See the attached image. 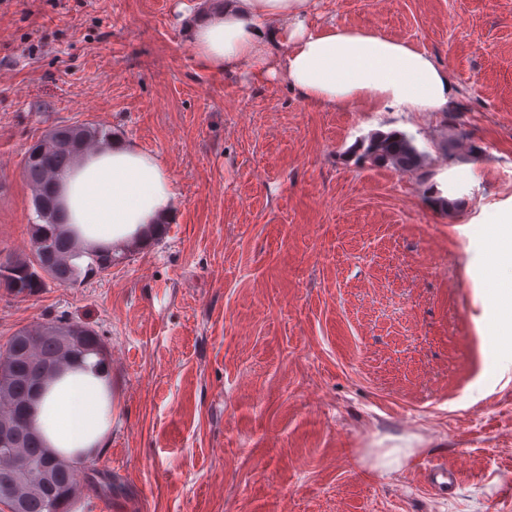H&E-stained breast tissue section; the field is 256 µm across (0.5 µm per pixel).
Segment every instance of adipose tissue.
Returning a JSON list of instances; mask_svg holds the SVG:
<instances>
[{
    "instance_id": "adipose-tissue-1",
    "label": "adipose tissue",
    "mask_w": 512,
    "mask_h": 512,
    "mask_svg": "<svg viewBox=\"0 0 512 512\" xmlns=\"http://www.w3.org/2000/svg\"><path fill=\"white\" fill-rule=\"evenodd\" d=\"M313 0H221L191 13L190 48L207 70L255 79L283 77L301 100L323 109L370 107L446 112L456 98L447 70L424 49L382 33L308 21ZM64 223L85 251L150 244L173 223L176 193L161 159L114 138L77 158L57 184ZM104 372L67 371L38 406L49 449L90 459L112 427Z\"/></svg>"
}]
</instances>
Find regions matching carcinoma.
<instances>
[{"mask_svg": "<svg viewBox=\"0 0 512 512\" xmlns=\"http://www.w3.org/2000/svg\"><path fill=\"white\" fill-rule=\"evenodd\" d=\"M112 138V131L95 124L60 125L29 147L23 172L34 189L38 222L30 225L32 256L0 258V288L17 298L35 295L48 283L74 286L82 274L103 273L126 256L127 249L88 254L86 268L73 263L82 255L78 243L63 230L58 219L56 185L72 161L91 147ZM353 152L363 161L386 164L398 171L419 168L423 154L413 138L398 131L375 132L355 143ZM60 319L34 329H21L0 347L10 359L7 376L0 377V424L22 427V406L36 379L51 378L87 356L110 366L98 332L83 324ZM80 471L66 459L54 458L39 439L29 434L8 455L0 456V503L12 512H71L80 488Z\"/></svg>", "mask_w": 512, "mask_h": 512, "instance_id": "cac0c4a2", "label": "carcinoma"}]
</instances>
